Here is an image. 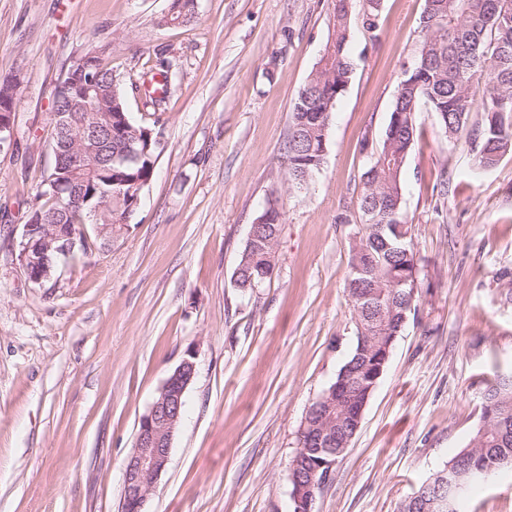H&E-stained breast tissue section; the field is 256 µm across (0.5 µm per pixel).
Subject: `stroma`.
<instances>
[{"instance_id": "1", "label": "stroma", "mask_w": 512, "mask_h": 512, "mask_svg": "<svg viewBox=\"0 0 512 512\" xmlns=\"http://www.w3.org/2000/svg\"><path fill=\"white\" fill-rule=\"evenodd\" d=\"M0 0V76H17L14 143L0 152V512H118L138 423L187 349L197 375L148 512H290L288 463L308 406L353 343L346 291L358 201L424 0H382L380 39L352 23L351 81L320 171L288 185L291 106L332 28V0ZM164 149L133 224L34 285L19 265L50 157L57 79L87 49ZM178 62L149 104L144 79ZM403 173L402 216L421 259L410 317L315 512H398L482 422L487 381L512 372V154L474 166L427 105ZM448 192L440 194V172ZM278 199L276 266L259 288L234 272L251 224ZM465 512H512V469ZM196 14V0H170L168 12L161 18V25H185Z\"/></svg>"}]
</instances>
